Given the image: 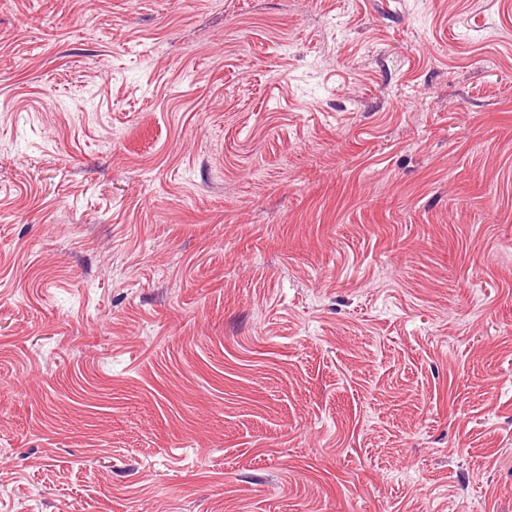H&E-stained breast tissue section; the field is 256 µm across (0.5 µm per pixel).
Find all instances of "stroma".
Here are the masks:
<instances>
[{
    "mask_svg": "<svg viewBox=\"0 0 512 512\" xmlns=\"http://www.w3.org/2000/svg\"><path fill=\"white\" fill-rule=\"evenodd\" d=\"M0 512H512V0H0Z\"/></svg>",
    "mask_w": 512,
    "mask_h": 512,
    "instance_id": "35a3bbf8",
    "label": "stroma"
}]
</instances>
